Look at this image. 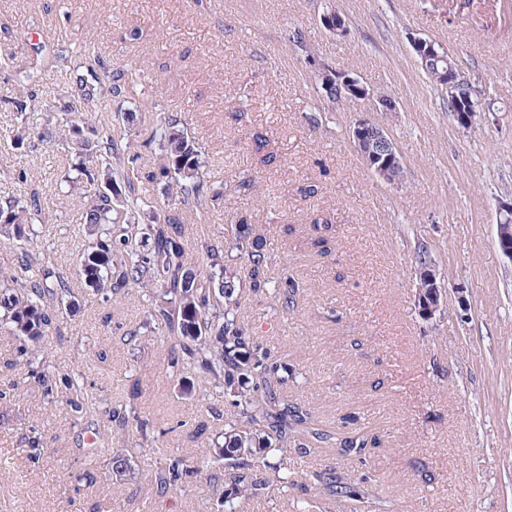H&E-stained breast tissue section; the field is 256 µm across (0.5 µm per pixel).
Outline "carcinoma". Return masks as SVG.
Listing matches in <instances>:
<instances>
[{"label": "carcinoma", "instance_id": "cac0c4a2", "mask_svg": "<svg viewBox=\"0 0 512 512\" xmlns=\"http://www.w3.org/2000/svg\"><path fill=\"white\" fill-rule=\"evenodd\" d=\"M36 62L19 64L8 53L0 63L13 69L17 97L13 101L17 124L6 132L11 146L31 142L36 137L54 141L75 157L76 163L65 173L64 193L81 211L89 245L74 254L86 289L109 302L117 294L138 295L147 302L144 325L163 333L169 375H195L181 385V392L192 394L207 409L212 400L224 399L234 420L214 435L207 448L192 458L160 449H144L145 456L162 453L149 471L157 492L182 491L186 479H209L216 507L235 512L234 500L257 497L272 486L295 484L288 469L287 456L314 443L334 442L343 456L357 460L369 448L380 446L379 438L356 431H328L318 427L310 408L288 400L281 389L296 376L294 367L281 357L264 350L254 335L251 321L240 312L244 295H269L283 312L294 309L299 284L288 273V266L273 270L276 260L275 236L241 217L234 239L196 244L198 258L188 252L186 217L198 215L219 204L223 192L208 185L205 151L188 135L181 120L164 115L165 108L150 102L157 119L148 139H133L119 148L112 127L82 134L81 115L74 111L54 112L46 100L32 93L47 77H58L73 103L85 112L122 113L129 94V75L124 69L105 71L99 56L85 47L66 54L45 44L33 45ZM457 66L444 52L429 60L424 74L432 86H441L448 66ZM158 143L153 153V169L135 176L133 164L141 158L140 149ZM254 151L260 164L278 167L279 155L269 150L267 133L252 132ZM165 182L171 208L158 212L139 201L140 186ZM37 192L27 199L11 197L0 202V234L28 243L36 241L30 228L39 213ZM314 238L311 245L321 255L331 253V219L323 212L309 217ZM416 294L441 299L430 269L428 256H418ZM20 268L28 272L21 281L0 271V323L18 337L16 359L40 374L56 391L57 401L76 417H83L81 398L83 375L79 367L67 372L49 371V352L39 342L49 332L52 312L66 303L75 309L79 300L67 277L54 267L44 266L33 249L21 254ZM115 432L140 437L152 444L149 422L132 405L108 411ZM137 456L126 448L116 450L112 471L134 476ZM316 484L342 499L358 501L362 494L352 479L333 468L312 474Z\"/></svg>", "mask_w": 512, "mask_h": 512}]
</instances>
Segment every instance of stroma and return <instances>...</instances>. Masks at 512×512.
Instances as JSON below:
<instances>
[{
	"mask_svg": "<svg viewBox=\"0 0 512 512\" xmlns=\"http://www.w3.org/2000/svg\"><path fill=\"white\" fill-rule=\"evenodd\" d=\"M348 23L345 36L319 23V0H0V53L19 61L31 47H90L119 68L144 66L145 97L127 105L128 133L155 120L147 98L181 117L205 149L211 181L223 184L224 205L191 223L189 242L232 237L241 217L267 229L296 227L283 257L304 290L293 311L268 298H248L242 311L273 355L299 377L289 397L309 403L320 425L378 434L379 453L361 464L335 449L293 453L311 470L336 468L362 479L364 502L343 512H512V260L499 250L498 202L512 196V12L497 0H330ZM302 29L318 57L357 74L370 89L392 96L395 117L359 100L315 124L321 108L313 73L288 41ZM416 34L441 43L482 89L493 112L478 113L467 132L425 78L409 44ZM241 109V123L227 122ZM382 124L404 158L399 186L378 180L349 138L363 114ZM266 130L280 167L256 165L254 129ZM36 169L34 187L13 182L17 163ZM71 163L55 145L0 147V196L38 192L46 234L41 259L64 271L76 293L85 286L72 262L88 244L79 210L62 193ZM252 172L256 195L239 194ZM316 185L313 196L298 188ZM331 213L332 251L308 248V217ZM426 250L446 292L444 315H421L415 290L417 254ZM465 301H458V294ZM142 302L122 296L111 305L61 309L43 344L56 366L84 356L94 413L77 419L38 376L4 362L18 344L0 326V512H213L209 486L189 478L184 492L157 496L146 471L115 485L106 481L108 453L88 463L87 448L107 428L108 408L126 402L149 419L163 447L187 453L205 447L192 438L206 411L179 396L165 352L129 333L141 326ZM42 447L31 448L34 437ZM74 474L60 481L61 472ZM93 472L86 480L84 472ZM332 492L270 489L245 512H336Z\"/></svg>",
	"mask_w": 512,
	"mask_h": 512,
	"instance_id": "stroma-1",
	"label": "stroma"
}]
</instances>
